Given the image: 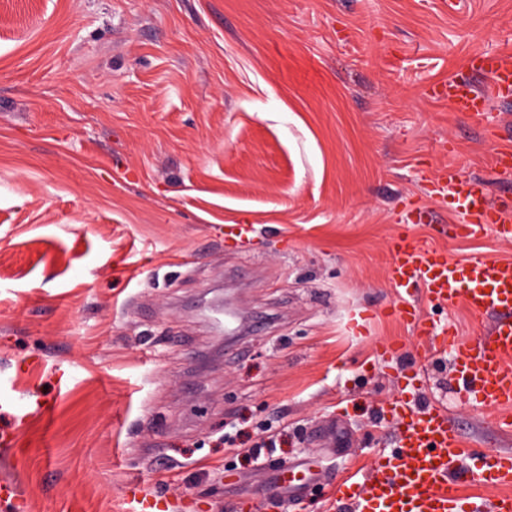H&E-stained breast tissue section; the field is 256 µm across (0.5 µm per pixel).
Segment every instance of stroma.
<instances>
[{"label":"stroma","instance_id":"1","mask_svg":"<svg viewBox=\"0 0 512 512\" xmlns=\"http://www.w3.org/2000/svg\"><path fill=\"white\" fill-rule=\"evenodd\" d=\"M509 49L512 0H0V376L29 410L0 408L26 450L0 451V481L31 512H139L133 486L153 512H345L337 485L395 445L380 409L408 368L470 447L512 452L450 355L388 315L386 280L413 204L449 258L512 259L445 233L427 194L456 165L512 195L490 165L512 101L480 130L432 95Z\"/></svg>","mask_w":512,"mask_h":512}]
</instances>
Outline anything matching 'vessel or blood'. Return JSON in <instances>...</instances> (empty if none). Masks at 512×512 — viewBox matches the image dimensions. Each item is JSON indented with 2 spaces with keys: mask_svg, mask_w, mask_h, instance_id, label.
I'll list each match as a JSON object with an SVG mask.
<instances>
[{
  "mask_svg": "<svg viewBox=\"0 0 512 512\" xmlns=\"http://www.w3.org/2000/svg\"><path fill=\"white\" fill-rule=\"evenodd\" d=\"M472 71L489 77L488 88L454 78L439 86L457 112L473 125L486 121L490 100L512 99V57L483 52L470 60ZM432 194L438 204L458 213L453 233L476 239L493 231L512 242V200H491L482 181L461 168L442 169ZM430 214L415 210L388 238L387 280L396 292L392 315L422 336L429 354L450 352L458 399L476 408H491L512 430V259L479 256L450 259L447 252L421 243L412 227ZM442 307L462 305L481 323L479 333L460 338L449 324L423 319L419 300ZM397 430L393 449L381 450L362 478H345L337 487L338 502L350 512H512V453H483L467 447L445 410L419 408L405 398L382 408ZM472 462L470 482L504 487L491 501L464 497L449 468L460 458Z\"/></svg>",
  "mask_w": 512,
  "mask_h": 512,
  "instance_id": "1",
  "label": "vessel or blood"
}]
</instances>
